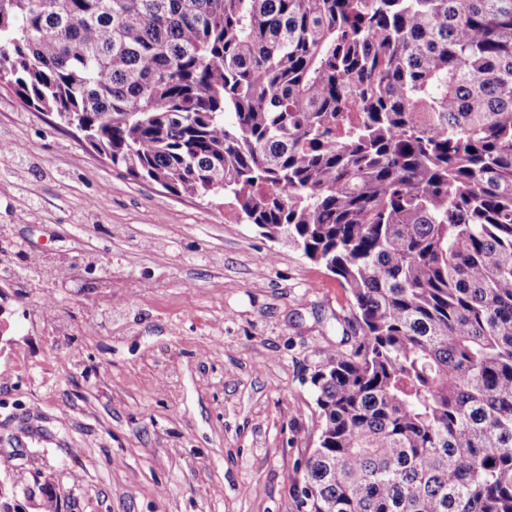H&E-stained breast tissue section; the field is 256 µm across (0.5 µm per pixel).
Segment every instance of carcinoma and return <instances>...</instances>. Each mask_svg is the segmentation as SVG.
Segmentation results:
<instances>
[{"label": "carcinoma", "instance_id": "cac0c4a2", "mask_svg": "<svg viewBox=\"0 0 512 512\" xmlns=\"http://www.w3.org/2000/svg\"><path fill=\"white\" fill-rule=\"evenodd\" d=\"M0 84L340 278L298 512H512V0H0Z\"/></svg>", "mask_w": 512, "mask_h": 512}]
</instances>
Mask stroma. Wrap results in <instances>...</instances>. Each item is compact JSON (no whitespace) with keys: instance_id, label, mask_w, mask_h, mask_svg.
I'll return each mask as SVG.
<instances>
[{"instance_id":"stroma-1","label":"stroma","mask_w":512,"mask_h":512,"mask_svg":"<svg viewBox=\"0 0 512 512\" xmlns=\"http://www.w3.org/2000/svg\"><path fill=\"white\" fill-rule=\"evenodd\" d=\"M0 458L18 512H298L340 279L0 88Z\"/></svg>"}]
</instances>
